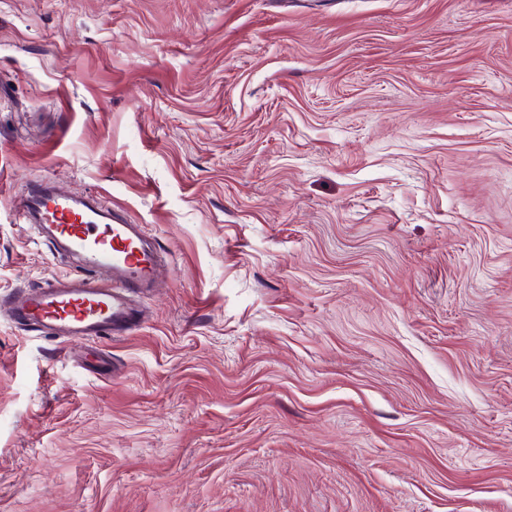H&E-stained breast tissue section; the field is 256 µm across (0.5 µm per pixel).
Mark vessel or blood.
Segmentation results:
<instances>
[{
	"instance_id": "b4317fda",
	"label": "vessel or blood",
	"mask_w": 512,
	"mask_h": 512,
	"mask_svg": "<svg viewBox=\"0 0 512 512\" xmlns=\"http://www.w3.org/2000/svg\"><path fill=\"white\" fill-rule=\"evenodd\" d=\"M19 210L78 259L80 272L16 296L9 304L14 321L66 339L109 338L136 326L141 312L133 296L152 287L159 265L142 225L47 189L25 196Z\"/></svg>"
}]
</instances>
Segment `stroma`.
<instances>
[{"label":"stroma","instance_id":"obj_1","mask_svg":"<svg viewBox=\"0 0 512 512\" xmlns=\"http://www.w3.org/2000/svg\"><path fill=\"white\" fill-rule=\"evenodd\" d=\"M48 182L164 260L0 311V512H512V0H0V302ZM81 274L53 280L9 303L14 321L56 338H110L131 330L141 311L133 295L154 284L158 256L142 224L118 221L87 201L38 190L19 203Z\"/></svg>","mask_w":512,"mask_h":512}]
</instances>
